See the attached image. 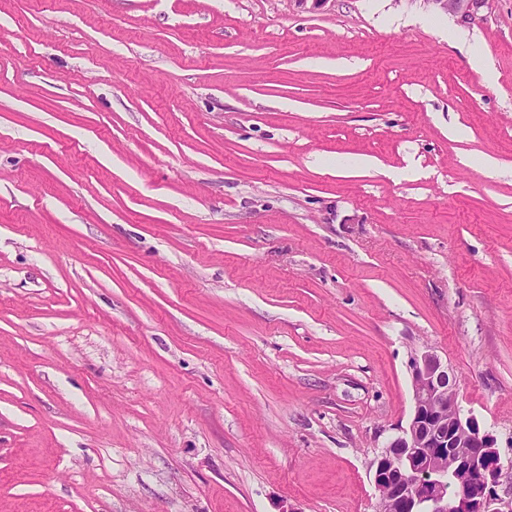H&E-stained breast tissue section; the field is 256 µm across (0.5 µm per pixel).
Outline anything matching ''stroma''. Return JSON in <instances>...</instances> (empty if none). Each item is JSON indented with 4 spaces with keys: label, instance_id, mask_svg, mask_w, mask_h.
Here are the masks:
<instances>
[{
    "label": "stroma",
    "instance_id": "obj_1",
    "mask_svg": "<svg viewBox=\"0 0 512 512\" xmlns=\"http://www.w3.org/2000/svg\"><path fill=\"white\" fill-rule=\"evenodd\" d=\"M424 17L0 0V512H376L427 350L512 459V0Z\"/></svg>",
    "mask_w": 512,
    "mask_h": 512
}]
</instances>
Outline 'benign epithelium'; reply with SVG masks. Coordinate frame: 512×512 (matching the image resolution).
<instances>
[{"label":"benign epithelium","mask_w":512,"mask_h":512,"mask_svg":"<svg viewBox=\"0 0 512 512\" xmlns=\"http://www.w3.org/2000/svg\"><path fill=\"white\" fill-rule=\"evenodd\" d=\"M429 9L464 23L493 0H422ZM414 408L407 427L373 462V480L386 512H512V494L498 493L511 465L496 438L464 415L456 378L429 351L413 356Z\"/></svg>","instance_id":"benign-epithelium-1"}]
</instances>
